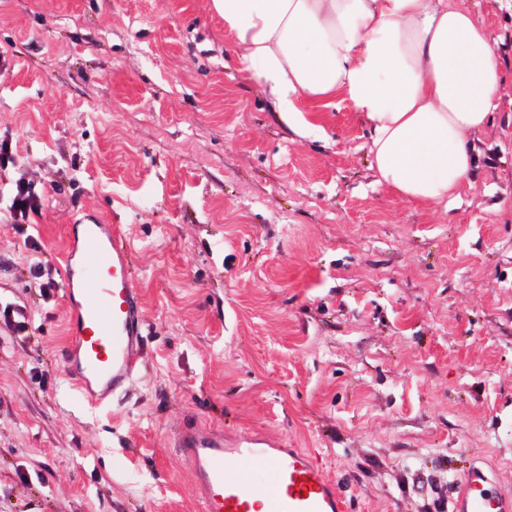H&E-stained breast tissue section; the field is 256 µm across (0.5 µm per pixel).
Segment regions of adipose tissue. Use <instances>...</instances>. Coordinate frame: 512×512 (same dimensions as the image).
<instances>
[{"label": "adipose tissue", "instance_id": "obj_1", "mask_svg": "<svg viewBox=\"0 0 512 512\" xmlns=\"http://www.w3.org/2000/svg\"><path fill=\"white\" fill-rule=\"evenodd\" d=\"M240 63L290 131L320 133L310 104L352 102L378 185L424 206L469 185L472 135L502 84L495 44L465 0H213Z\"/></svg>", "mask_w": 512, "mask_h": 512}]
</instances>
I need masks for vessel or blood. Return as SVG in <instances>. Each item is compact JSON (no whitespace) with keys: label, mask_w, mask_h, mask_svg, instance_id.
Wrapping results in <instances>:
<instances>
[{"label":"vessel or blood","mask_w":512,"mask_h":512,"mask_svg":"<svg viewBox=\"0 0 512 512\" xmlns=\"http://www.w3.org/2000/svg\"><path fill=\"white\" fill-rule=\"evenodd\" d=\"M62 263L71 308L63 360L86 401L100 406L124 391L142 358L144 316L132 283L129 251L109 224H75ZM175 446L194 475L201 512H347L323 466L307 451L263 448L243 436L185 424ZM452 512H512L492 479L468 469Z\"/></svg>","instance_id":"vessel-or-blood-1"}]
</instances>
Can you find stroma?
Here are the masks:
<instances>
[{
  "instance_id": "stroma-1",
  "label": "stroma",
  "mask_w": 512,
  "mask_h": 512,
  "mask_svg": "<svg viewBox=\"0 0 512 512\" xmlns=\"http://www.w3.org/2000/svg\"><path fill=\"white\" fill-rule=\"evenodd\" d=\"M467 4L503 85L444 208L376 183L348 101L294 139L212 0H0V310L31 317L0 320V512H200L188 419L310 451L348 512H433L473 463L512 498V0ZM74 222L120 229L143 301L141 370L97 407L40 289ZM38 206V201L30 195L25 186L22 183H16L10 195L9 205L14 217L24 218L28 211H35Z\"/></svg>"
}]
</instances>
